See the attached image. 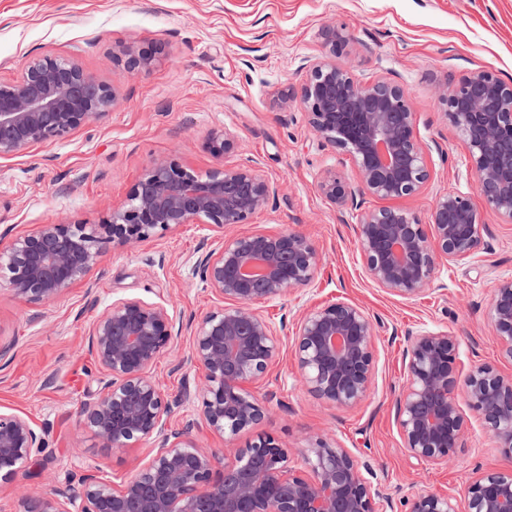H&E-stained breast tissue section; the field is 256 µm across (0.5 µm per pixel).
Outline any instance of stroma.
Here are the masks:
<instances>
[{"mask_svg":"<svg viewBox=\"0 0 512 512\" xmlns=\"http://www.w3.org/2000/svg\"><path fill=\"white\" fill-rule=\"evenodd\" d=\"M348 35L337 64L363 81L386 77L409 94L429 179L403 205L430 222L435 200L475 195V174L459 130L447 121L438 91L488 69L512 84V0H0V82L16 78L29 58L78 63L115 90L119 104L61 141L36 144L0 158V234L31 232L45 224H100L125 205L133 185L157 161H176L204 174L224 164L257 170L274 187L268 204L240 233L298 232L321 261L307 286L258 310L274 326H293L306 313L343 299L357 303L373 327L374 371L367 397L338 408L303 384L291 339L281 336L266 374L249 389L262 418L237 436L206 426L196 443L223 451L270 434L303 466L310 439L326 436L347 448L362 474L374 475L392 497L391 512H408L412 494L463 497L480 474L512 469L481 421L465 411L466 433L452 463L410 458L396 419L395 400L407 380L410 336L447 332L459 341L458 366L493 367L512 375L494 337L487 307L498 280L512 278V223L483 212L486 250L461 263H442L429 292L404 299L367 276L354 231L361 211H337L321 197V173L336 169L353 179L352 161L310 131L299 102L281 106V90L299 88L304 59L326 52L327 28ZM124 45L157 46L146 71L112 60ZM223 130L240 142L228 158L204 147ZM215 231L188 224L134 248L104 244L98 264L73 288L42 305L16 297L0 278V410L43 430L26 468L0 482V512H12L18 491L47 494L77 484L88 469L109 481L130 477L152 443L104 447L80 426V411L99 387L101 370L88 346L90 326L120 299L167 309L172 340L153 367L166 395L182 394L201 378L190 345L202 318L218 307L193 272Z\"/></svg>","mask_w":512,"mask_h":512,"instance_id":"obj_1","label":"stroma"}]
</instances>
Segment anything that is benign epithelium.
Here are the masks:
<instances>
[{"mask_svg":"<svg viewBox=\"0 0 512 512\" xmlns=\"http://www.w3.org/2000/svg\"><path fill=\"white\" fill-rule=\"evenodd\" d=\"M329 54L305 64L294 98L311 130L348 154L356 180L334 169L318 183L334 208L358 207V198L405 199L429 178L408 93L385 78L362 82L336 64L346 37L325 31ZM131 70L149 68L155 52L128 46L112 59ZM445 116L466 143L476 189L486 207L512 223V84L482 70L442 97ZM119 104L115 92L77 63L48 56L31 59L19 77L0 82V157L35 144L68 137ZM206 149L227 157L237 139L220 130ZM272 193L256 170L224 165L204 175L176 162L151 165L130 192L128 203L88 232L82 224H45L12 238L0 249V271L13 293L46 303L82 280L97 263L101 244L131 245L185 224L219 232L246 224ZM370 279L405 299L418 297L435 279L438 261L458 263L485 245L487 227L467 194L440 197L431 223L403 207L362 214L356 225ZM320 256L297 232L250 233L221 239L196 262L195 272L227 304L206 315L190 347L204 373L195 390L171 400L151 374L170 344L171 318L161 306L137 300L112 303L95 319L91 346L105 378L97 397L83 405L86 428L106 448L151 439L156 447L130 478L112 484L87 470L80 488L57 487L45 496L18 495L13 512H387L391 498L365 478L351 452L318 437L309 443L305 468L290 465L287 445L266 435L219 457L189 438L194 427H166L165 416L195 393L209 429L235 435L256 422L262 408L246 383L262 376L278 350L277 329L255 309L310 284ZM488 318L502 357L512 361V278L498 281ZM297 363L310 392L339 407H351L372 382L373 328L365 310L339 300L302 316L292 328ZM459 344L446 333L413 337L405 352L407 382L397 400V418L408 454L446 464L465 433L455 398L462 387L468 407L512 456V377L486 365L460 375ZM46 444L24 417L0 411V480L24 469L34 449ZM410 512H512V469L488 471L468 487L464 503L431 492L415 495Z\"/></svg>","mask_w":512,"mask_h":512,"instance_id":"1","label":"benign epithelium"}]
</instances>
